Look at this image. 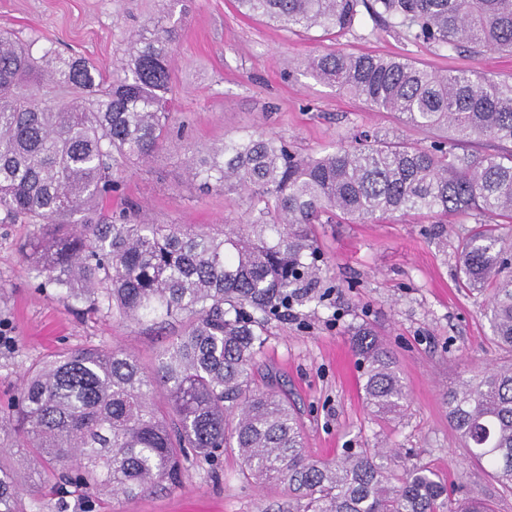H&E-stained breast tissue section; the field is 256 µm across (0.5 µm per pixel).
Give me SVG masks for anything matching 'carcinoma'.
Segmentation results:
<instances>
[{
  "label": "carcinoma",
  "instance_id": "1",
  "mask_svg": "<svg viewBox=\"0 0 512 512\" xmlns=\"http://www.w3.org/2000/svg\"><path fill=\"white\" fill-rule=\"evenodd\" d=\"M247 17L290 30L346 31L366 10L416 44L474 57L512 54V0H235ZM173 11L150 19L108 78L50 46L38 57L0 32V219L43 233L21 250L39 288L102 318L170 320L182 333L147 369L107 345L61 352L25 373L0 414L14 447L42 464L59 495L91 501L181 484L183 462L216 464L235 451L260 485L287 486L293 512H490L481 488L456 503L424 466L401 467L395 448H347L332 460L305 452L302 425L279 392L252 387L265 323L302 301L322 277L312 225L371 223L450 212L479 228L459 263L470 288L488 291L496 344L512 353V247L483 226L512 224V82L435 72L406 58L326 49L306 61L315 78L394 112L409 129L437 132L427 146L366 134L356 146L301 157L252 130L188 161L206 190L250 199L251 222L213 235L186 224H149L101 207L126 165L166 141L176 38ZM495 143L491 152H458ZM371 412L401 416L408 393L392 352L366 328L353 332ZM448 422L466 458L512 493V360L461 378L445 393ZM20 489L0 466V512H18Z\"/></svg>",
  "mask_w": 512,
  "mask_h": 512
}]
</instances>
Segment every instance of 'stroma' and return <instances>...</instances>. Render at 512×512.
<instances>
[{
	"mask_svg": "<svg viewBox=\"0 0 512 512\" xmlns=\"http://www.w3.org/2000/svg\"><path fill=\"white\" fill-rule=\"evenodd\" d=\"M178 22L173 61L171 136L152 157L128 164L105 209L131 206L152 224H196L209 232L250 220L249 200L235 191H202L187 174L199 148L221 144L259 127L281 137L302 156L369 132L429 143L394 114L373 110L307 72V58L325 48L405 57L436 71L477 70L512 81V54L472 57L411 42L397 29L362 15L353 29L326 35L292 32L240 14L234 0H0V31L23 42L79 54L103 74L119 68L127 43L166 9ZM471 219L447 223L427 217H383L365 224H316L325 261L321 298L295 305L270 320L256 355L259 372L287 392L297 407L306 452L332 459L346 448L385 446L402 452L405 466L423 465L445 482L480 484L492 512H512V495L476 462H465L462 442L448 423L444 394L459 377L507 359L485 316L486 293L465 286L458 250ZM32 225L0 224V405L17 394L24 371L56 351L89 345L118 346L151 367L164 341L181 330L83 313L41 291L23 265L21 246ZM371 327L393 352L409 392L403 419L373 416L361 387L352 334ZM11 431H0L10 467L23 488L21 512H57V498L40 474L30 472ZM94 512H288L278 485L247 480L234 452L217 471L188 467L181 486L156 488L135 498H96Z\"/></svg>",
	"mask_w": 512,
	"mask_h": 512,
	"instance_id": "obj_1",
	"label": "stroma"
}]
</instances>
